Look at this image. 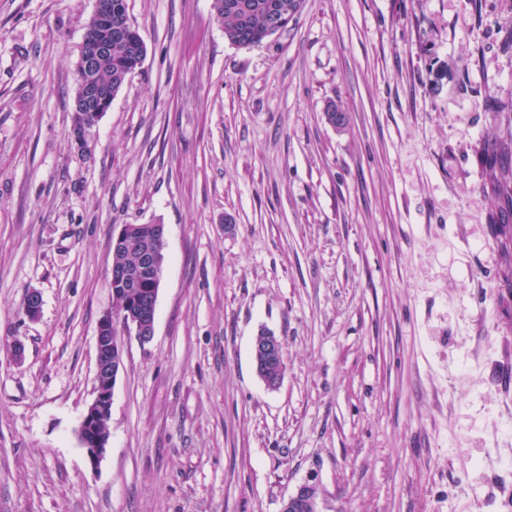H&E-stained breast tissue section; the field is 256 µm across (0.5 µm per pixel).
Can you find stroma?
Instances as JSON below:
<instances>
[{
  "label": "stroma",
  "mask_w": 512,
  "mask_h": 512,
  "mask_svg": "<svg viewBox=\"0 0 512 512\" xmlns=\"http://www.w3.org/2000/svg\"><path fill=\"white\" fill-rule=\"evenodd\" d=\"M93 7L0 0V512H282L304 483L323 512H512V258L478 163L512 118V0H306L250 48L211 0H127L146 58L86 161ZM156 222L155 336L123 339L94 465L112 245Z\"/></svg>",
  "instance_id": "1"
}]
</instances>
